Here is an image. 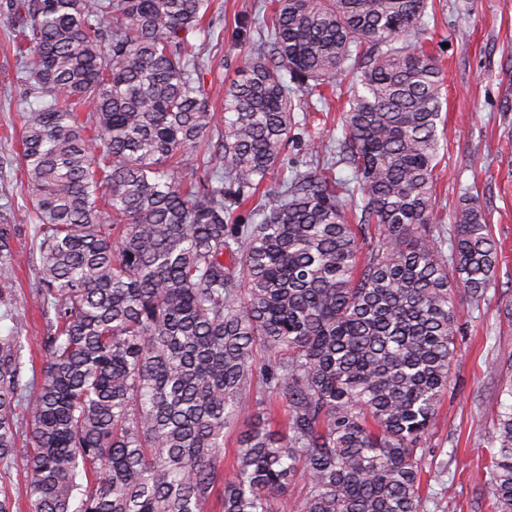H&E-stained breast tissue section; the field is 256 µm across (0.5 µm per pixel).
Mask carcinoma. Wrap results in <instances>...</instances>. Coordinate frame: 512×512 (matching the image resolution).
I'll list each match as a JSON object with an SVG mask.
<instances>
[{"label": "carcinoma", "instance_id": "carcinoma-1", "mask_svg": "<svg viewBox=\"0 0 512 512\" xmlns=\"http://www.w3.org/2000/svg\"><path fill=\"white\" fill-rule=\"evenodd\" d=\"M11 5L49 324L23 439V344L0 330V467L23 463L29 512H428L452 294L480 303L499 263L472 196L434 221L444 83L409 39L428 0H273L221 120L201 82L221 61L187 40L212 0ZM345 82L336 146L277 175L300 102ZM19 259L0 232V267ZM12 300L0 281V321ZM273 401L283 430L254 413ZM481 487L512 512V404Z\"/></svg>", "mask_w": 512, "mask_h": 512}]
</instances>
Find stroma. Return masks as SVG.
<instances>
[{"mask_svg":"<svg viewBox=\"0 0 512 512\" xmlns=\"http://www.w3.org/2000/svg\"><path fill=\"white\" fill-rule=\"evenodd\" d=\"M265 0H215L207 20L223 42L203 32L189 34L203 53L221 58L220 69L205 74L208 84L230 81L257 28ZM418 39L435 55L444 74L445 98L440 143L448 152L436 169L434 212L451 224L462 194L477 197L503 258L495 283L481 305L455 292L460 315L457 361L427 442L422 494L431 512H489L481 479L489 460L493 418L512 402V0H428ZM14 17L0 0V229L23 254L8 270L15 286L12 307L24 342L25 380L38 377L47 319L33 308L38 285V244L30 190L18 170L23 114L28 107L23 65L12 47ZM349 95L332 98L327 118L316 121L300 143L291 145L285 167L308 158L309 143L328 145L339 136L338 121Z\"/></svg>","mask_w":512,"mask_h":512,"instance_id":"35a3bbf8","label":"stroma"}]
</instances>
